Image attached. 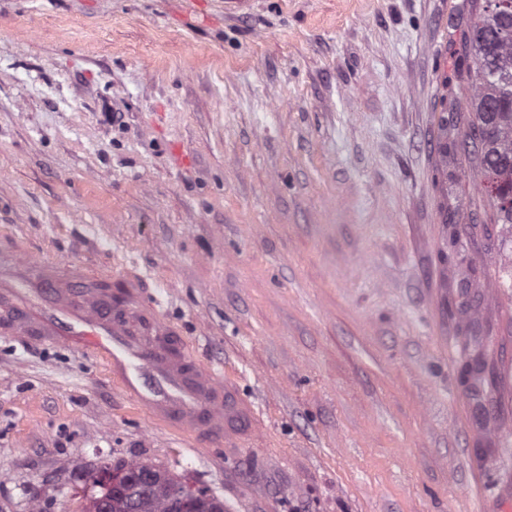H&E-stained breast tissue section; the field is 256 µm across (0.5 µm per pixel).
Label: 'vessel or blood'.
<instances>
[{"instance_id": "vessel-or-blood-1", "label": "vessel or blood", "mask_w": 512, "mask_h": 512, "mask_svg": "<svg viewBox=\"0 0 512 512\" xmlns=\"http://www.w3.org/2000/svg\"><path fill=\"white\" fill-rule=\"evenodd\" d=\"M92 275L0 254V335L82 350L113 385L155 420L232 451L260 432L261 420L219 368L197 358L180 331L145 301L138 275Z\"/></svg>"}]
</instances>
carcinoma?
Returning a JSON list of instances; mask_svg holds the SVG:
<instances>
[{"label":"carcinoma","instance_id":"carcinoma-1","mask_svg":"<svg viewBox=\"0 0 512 512\" xmlns=\"http://www.w3.org/2000/svg\"><path fill=\"white\" fill-rule=\"evenodd\" d=\"M472 21L459 65L468 77L467 124L460 148L477 172L494 209L496 224L512 225V0H472ZM479 362L462 364L460 382L476 392ZM148 471L152 483L123 497L112 494V476ZM91 484L83 512H178L189 498L196 512H224V502L205 487L140 460L106 463L87 473Z\"/></svg>","mask_w":512,"mask_h":512}]
</instances>
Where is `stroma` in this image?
<instances>
[{
    "label": "stroma",
    "mask_w": 512,
    "mask_h": 512,
    "mask_svg": "<svg viewBox=\"0 0 512 512\" xmlns=\"http://www.w3.org/2000/svg\"><path fill=\"white\" fill-rule=\"evenodd\" d=\"M225 2L0 0V249L139 272L264 431L225 456L80 351L0 335V512H82L130 459L226 512H473L477 461L507 512L512 244L441 151L471 9Z\"/></svg>",
    "instance_id": "1"
}]
</instances>
